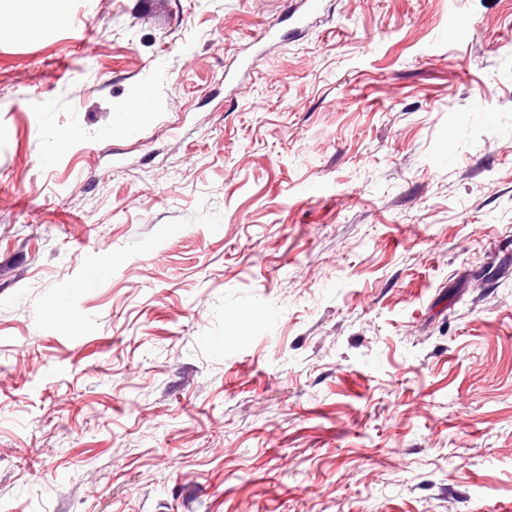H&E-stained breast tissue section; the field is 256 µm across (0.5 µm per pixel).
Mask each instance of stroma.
I'll use <instances>...</instances> for the list:
<instances>
[{
	"instance_id": "35a3bbf8",
	"label": "stroma",
	"mask_w": 512,
	"mask_h": 512,
	"mask_svg": "<svg viewBox=\"0 0 512 512\" xmlns=\"http://www.w3.org/2000/svg\"><path fill=\"white\" fill-rule=\"evenodd\" d=\"M297 2L0 0V512H512V0ZM37 9L32 13L19 14L12 32L17 36H24L34 24L48 25L61 24L66 20V10L63 0H38Z\"/></svg>"
}]
</instances>
